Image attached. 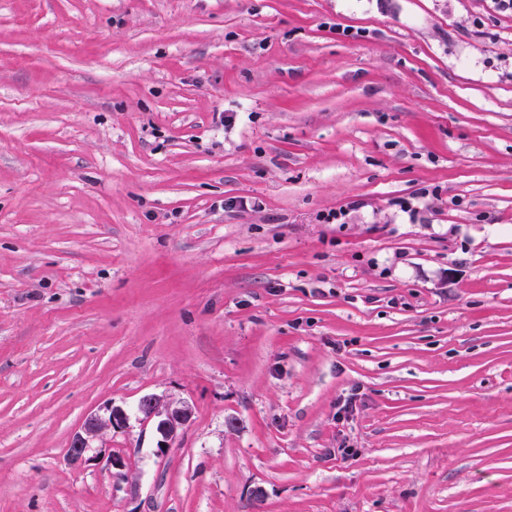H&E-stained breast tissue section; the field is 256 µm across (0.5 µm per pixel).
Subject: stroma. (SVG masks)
Masks as SVG:
<instances>
[{
    "mask_svg": "<svg viewBox=\"0 0 512 512\" xmlns=\"http://www.w3.org/2000/svg\"><path fill=\"white\" fill-rule=\"evenodd\" d=\"M0 512H512V13L0 0ZM138 410L144 419L156 421V429L163 442L175 438L192 417V408L187 403L162 405L154 395L143 396L139 401ZM125 420V415L119 410L112 409L107 419L98 415H91L84 423L81 432H76L70 441L68 457L71 463L82 461L91 441L106 427L119 425Z\"/></svg>",
    "mask_w": 512,
    "mask_h": 512,
    "instance_id": "stroma-1",
    "label": "stroma"
}]
</instances>
